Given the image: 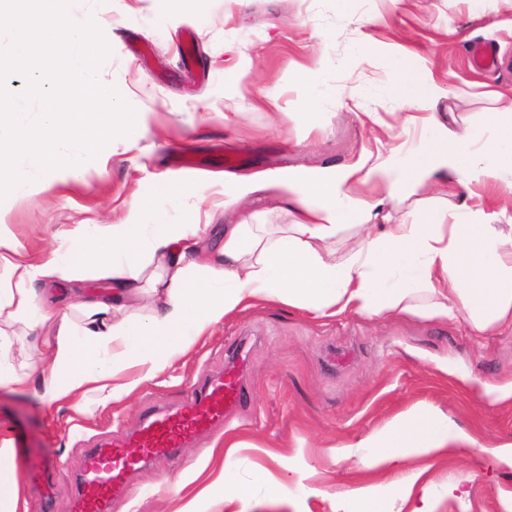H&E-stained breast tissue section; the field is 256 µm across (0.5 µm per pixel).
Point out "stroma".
Segmentation results:
<instances>
[{
    "label": "stroma",
    "instance_id": "obj_1",
    "mask_svg": "<svg viewBox=\"0 0 512 512\" xmlns=\"http://www.w3.org/2000/svg\"><path fill=\"white\" fill-rule=\"evenodd\" d=\"M382 22H375V15ZM69 19L94 22L109 53L97 71L132 111L149 116L134 144L116 136L72 173H48L0 199V231L21 260L39 265L61 249L76 224L124 222L139 185L176 181L199 186V197L161 198L141 213V224H187L224 199L214 177L273 169L349 165L377 154L384 125L396 126L403 107L385 87L395 65H428L449 97L441 110L479 121L491 108L480 96L452 97L467 83L512 87V10L502 0H355L350 15L335 0H189L178 14L164 0H73ZM377 47L358 68L346 57L360 40ZM492 42L503 61L493 71L473 69L470 46ZM246 59L248 77L231 84L227 72ZM305 66L313 79L340 86L325 98L318 125L304 129L308 104L289 84ZM274 104L257 99L259 91ZM466 205L483 209L491 223L512 224V194L475 188ZM11 363L17 372L49 367L43 340L15 325ZM249 352V402L224 419L221 431L200 436L178 457L159 458L131 477L112 512H334L337 494L390 474L359 469L354 460L327 453L353 444L396 414L419 403L448 415L475 438L403 468L420 484L462 482L466 494L444 496L435 512H512V470L489 469L482 452L512 442V402L490 403L480 389L462 385L465 373L496 386L512 384V329L474 335L466 323L396 315L315 318L277 303H258L225 317L160 377L130 395L99 404L89 397L45 403L38 385L0 389V436L12 438L20 470L41 458L61 462L49 512H72L74 481L88 448L99 438L133 430L149 406H178L191 386L223 369L239 345ZM351 350L343 364L329 352ZM245 441L232 457L239 480L269 471L288 486L272 496L256 490L246 500L227 495L217 480L211 448L228 435ZM292 470H285V462ZM182 478L173 494L163 479Z\"/></svg>",
    "mask_w": 512,
    "mask_h": 512
}]
</instances>
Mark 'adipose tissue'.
Instances as JSON below:
<instances>
[{"instance_id":"obj_1","label":"adipose tissue","mask_w":512,"mask_h":512,"mask_svg":"<svg viewBox=\"0 0 512 512\" xmlns=\"http://www.w3.org/2000/svg\"><path fill=\"white\" fill-rule=\"evenodd\" d=\"M390 90L408 100L403 133L411 143L389 147L374 161L299 167L233 176L224 181V208L270 190L294 212L290 224L242 219L211 238L207 224H77L61 259L35 266L18 259L0 234V388L24 384L8 357L7 326L33 334L58 326L52 364L35 370L46 402L97 394L101 402L153 381L225 316L270 301L317 317L395 313L466 321L479 335L512 327V226L485 219L483 210L453 204L471 186L512 191V88L489 91L494 108L482 126L451 128L436 105L442 89L429 67L395 69ZM371 194H364V187ZM427 194L420 204L419 194ZM406 208L399 219L387 201ZM352 232L344 255L336 239ZM109 279L104 293L81 287L88 275ZM74 282L69 311L38 300L35 283ZM150 300L147 315L134 303ZM132 377L117 384L124 372ZM471 435L442 412L415 404L358 445L330 446L331 455L357 457L365 470H390L389 494L413 501L411 512H434L455 485L418 486V473L400 470L408 456L432 458ZM385 493V494H388ZM379 485L336 498V512H386ZM18 465L12 441L0 438V512H18Z\"/></svg>"}]
</instances>
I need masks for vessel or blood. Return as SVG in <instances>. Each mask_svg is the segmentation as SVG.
Here are the masks:
<instances>
[{"label":"vessel or blood","mask_w":512,"mask_h":512,"mask_svg":"<svg viewBox=\"0 0 512 512\" xmlns=\"http://www.w3.org/2000/svg\"><path fill=\"white\" fill-rule=\"evenodd\" d=\"M247 357L234 352L223 371L193 386L177 408L148 410L135 432L122 440L104 439L86 453L77 480L74 512H112V501L124 493L128 478L159 456H177L201 433L220 428L226 414L249 396L244 382ZM57 464L44 458L29 473L40 495L48 493V479Z\"/></svg>","instance_id":"obj_1"}]
</instances>
